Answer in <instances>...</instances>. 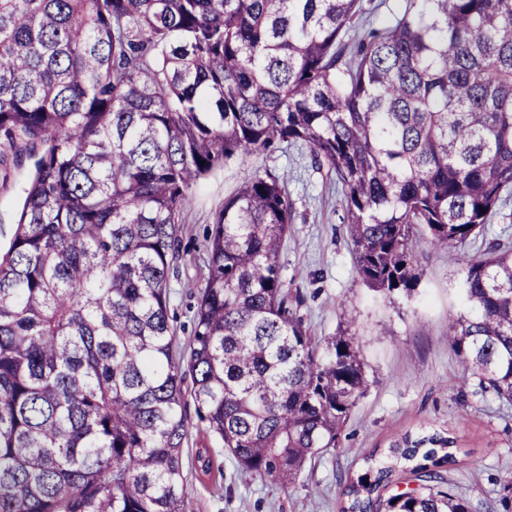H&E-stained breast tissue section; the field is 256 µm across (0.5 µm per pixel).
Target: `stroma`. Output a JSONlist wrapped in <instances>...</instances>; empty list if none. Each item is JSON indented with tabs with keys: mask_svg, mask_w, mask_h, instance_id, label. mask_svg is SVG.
Masks as SVG:
<instances>
[{
	"mask_svg": "<svg viewBox=\"0 0 512 512\" xmlns=\"http://www.w3.org/2000/svg\"><path fill=\"white\" fill-rule=\"evenodd\" d=\"M362 5L361 18L345 37L351 48L365 31L386 27L405 2L362 0ZM32 165L24 158L0 189V253L8 248ZM248 170L286 182L293 212L281 262L289 288L301 295L298 313L317 339L354 337L369 386L342 429L339 447L308 462L296 486L286 490L238 471L222 441L205 431L192 383L184 381L189 435L183 473L189 493L183 512H339L346 500L339 477H357L365 457L387 453L401 434L424 430L455 437L458 462L445 478L470 501L472 512H502L503 489L512 479V404L475 394L448 341V326L463 308L456 267L447 254L426 249L414 291L387 295L365 286L347 238L341 187L317 168L305 147L285 144L271 153L235 158L194 187L182 214L187 248L170 274L176 354L190 349L206 272V234ZM202 451L210 456L206 470L197 459Z\"/></svg>",
	"mask_w": 512,
	"mask_h": 512,
	"instance_id": "obj_1",
	"label": "stroma"
}]
</instances>
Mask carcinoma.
I'll return each mask as SVG.
<instances>
[{
  "mask_svg": "<svg viewBox=\"0 0 512 512\" xmlns=\"http://www.w3.org/2000/svg\"><path fill=\"white\" fill-rule=\"evenodd\" d=\"M361 0H0V181L36 157L0 255V512H182L185 374L244 475L294 485L368 383L316 343L281 248L284 179L247 171L206 236L186 360L168 280L198 181L282 143L341 185L356 271L419 281L418 233L458 266L448 336L512 402V247L463 246L512 191V0H406L345 61ZM456 441L404 435L341 512H470ZM417 488L395 489L396 472Z\"/></svg>",
  "mask_w": 512,
  "mask_h": 512,
  "instance_id": "carcinoma-1",
  "label": "carcinoma"
}]
</instances>
